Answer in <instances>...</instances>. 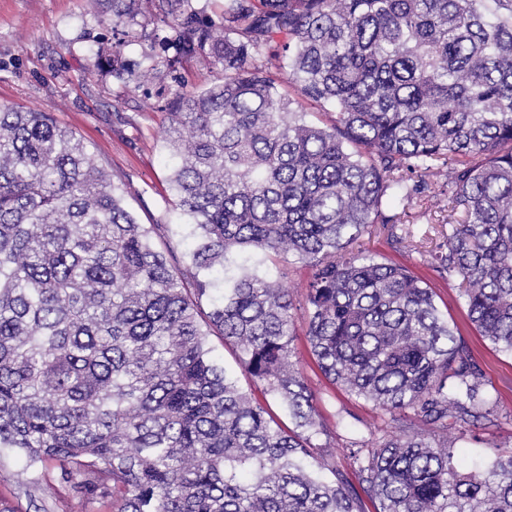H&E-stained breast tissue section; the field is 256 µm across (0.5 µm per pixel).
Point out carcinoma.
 I'll list each match as a JSON object with an SVG mask.
<instances>
[{
  "instance_id": "cac0c4a2",
  "label": "carcinoma",
  "mask_w": 512,
  "mask_h": 512,
  "mask_svg": "<svg viewBox=\"0 0 512 512\" xmlns=\"http://www.w3.org/2000/svg\"><path fill=\"white\" fill-rule=\"evenodd\" d=\"M144 1L170 33H146ZM110 2L97 69L122 74L138 45L137 88L184 59L222 72L168 102L169 184L196 248L172 263L73 132L0 107V457L21 454L33 487L56 467L82 512H364L365 497L377 512H512V447L455 461L458 436L496 411L433 289L353 253L377 231L420 252L401 216L416 180L447 169L450 232L430 256L512 354V0H224L219 26L192 0ZM303 101L330 124L306 122ZM243 251L312 267L311 355L392 418L348 455L359 490L292 361L289 289L246 271L213 297L206 272ZM212 336L293 427L239 386Z\"/></svg>"
}]
</instances>
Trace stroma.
Listing matches in <instances>:
<instances>
[{"label": "stroma", "mask_w": 512, "mask_h": 512, "mask_svg": "<svg viewBox=\"0 0 512 512\" xmlns=\"http://www.w3.org/2000/svg\"><path fill=\"white\" fill-rule=\"evenodd\" d=\"M112 15L89 12L87 0H0V106L48 112L56 122L81 138L105 169L125 189V205L139 223L155 224L160 237L176 236L178 261H185L195 239L184 224L169 186L175 164L166 148L169 127V80H153L133 88L125 78L94 66L97 49L112 46ZM448 202L444 177H427L424 193L409 211L417 230L440 219ZM357 251L407 267L436 293L443 313L485 374L495 424H475L457 444V457L471 463L512 445V355L496 351L479 335L456 286L417 253L391 247L385 236H362ZM260 269L264 276L287 286L296 308H303L311 270L297 257L270 259L256 253L234 255L214 279ZM294 360L317 395V408L336 435V461L353 485H360L347 450L361 447L371 435L391 429V420L365 399L330 384L312 357L304 336H296ZM21 458L0 459V502L13 512H69L73 493L56 471H46L40 488L22 484Z\"/></svg>", "instance_id": "obj_1"}]
</instances>
